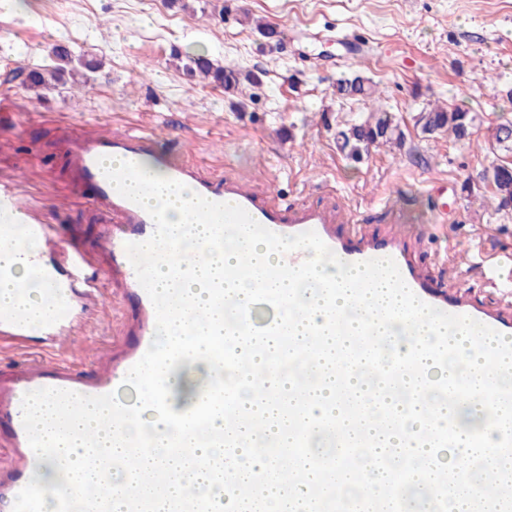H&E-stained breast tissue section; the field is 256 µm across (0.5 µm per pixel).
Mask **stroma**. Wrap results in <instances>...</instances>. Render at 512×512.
<instances>
[{"mask_svg":"<svg viewBox=\"0 0 512 512\" xmlns=\"http://www.w3.org/2000/svg\"><path fill=\"white\" fill-rule=\"evenodd\" d=\"M258 20L287 34L285 50L266 46ZM61 39L73 57L100 61L99 70L81 68L39 89L22 84L20 74L54 66L50 50ZM202 50L224 66L261 65L262 85L228 93L190 78L183 65ZM351 72L377 84L375 98L336 100L333 83ZM511 86L512 0H18L0 8V99L20 122L0 125V153L13 161L0 179L17 178L49 223L89 246L101 226L66 186L56 122L142 132L154 138L158 162L185 159L248 177L290 203L335 196L369 234L400 220L435 280L454 277L475 301L494 305L498 288L440 259L478 245L512 278V210H494L488 190H462L497 158L487 129L512 118ZM429 103L467 107L482 125L465 143L423 136L413 117ZM378 106L406 125L407 148L378 147L350 165L331 127ZM441 207L448 221L429 236ZM126 313L105 291L55 357L90 371Z\"/></svg>","mask_w":512,"mask_h":512,"instance_id":"1","label":"stroma"}]
</instances>
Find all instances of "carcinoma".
Returning <instances> with one entry per match:
<instances>
[{
    "label": "carcinoma",
    "mask_w": 512,
    "mask_h": 512,
    "mask_svg": "<svg viewBox=\"0 0 512 512\" xmlns=\"http://www.w3.org/2000/svg\"><path fill=\"white\" fill-rule=\"evenodd\" d=\"M255 29L277 49H282L283 39L277 29L262 21L255 23ZM52 55L58 64L51 70H31L22 79L23 84L30 88H39L51 81L63 80L69 66L77 62L83 68L94 71L97 63L92 60L72 58L66 42L57 43ZM188 76L197 77L202 81L218 83L224 91L232 92L246 81L251 85L262 83L266 72L261 68L241 70L235 67H224L214 63L206 55L199 54L189 58L185 65ZM376 93V84L360 74L343 75L336 79L333 94L339 100H360ZM414 127L429 137L446 132L456 141L469 139L474 133L478 115L460 106H426L413 116ZM336 149L349 161L358 164L364 161L370 148L380 145H392L403 149L406 144V133L395 116L382 109H377L354 123L336 126L334 135ZM492 149L512 154V120H502L492 127ZM480 182L492 190L491 200L495 210L512 208V163L509 161L493 162L484 168L479 175Z\"/></svg>",
    "instance_id": "obj_1"
}]
</instances>
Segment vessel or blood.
Segmentation results:
<instances>
[{
    "label": "vessel or blood",
    "instance_id": "vessel-or-blood-1",
    "mask_svg": "<svg viewBox=\"0 0 512 512\" xmlns=\"http://www.w3.org/2000/svg\"><path fill=\"white\" fill-rule=\"evenodd\" d=\"M56 149L64 161L70 190L89 201L103 229L90 250L66 245L62 234L46 223L41 210L25 200L12 181L0 182V235L9 236L20 227L36 242L38 250L29 255L28 262L46 285L43 302L49 309L34 325L23 310L1 308L0 337L21 339L36 332L56 341L75 335L85 323L86 309L99 298L91 278L95 272L106 276L122 299L134 301L135 309L91 372L77 371L68 360L46 353L26 358L21 366L0 370V423L9 428L7 436L0 438V502L8 503L11 512H40L41 508V498L30 478L36 455L23 426L24 395L42 388L86 396L108 394L143 357L156 330L155 308L126 252L127 244L151 238L155 223L144 208L117 192L98 163L102 157L141 161L152 150L151 139L132 131L110 134L77 130L62 123ZM167 175L169 182L190 186L210 201L241 206L274 233L293 236L315 232L344 262L393 259L407 286L423 302L449 314L471 317L512 337L511 299L495 307L478 306L465 291H448L422 270L398 233L365 235L355 213L337 205L335 199L317 207L285 205L272 193L257 190L252 182L216 176L186 161L170 165ZM490 414L498 430L492 488L473 486L468 471L462 469L437 470L429 512H453L459 500L466 502L468 512H512V383L494 384Z\"/></svg>",
    "mask_w": 512,
    "mask_h": 512
}]
</instances>
